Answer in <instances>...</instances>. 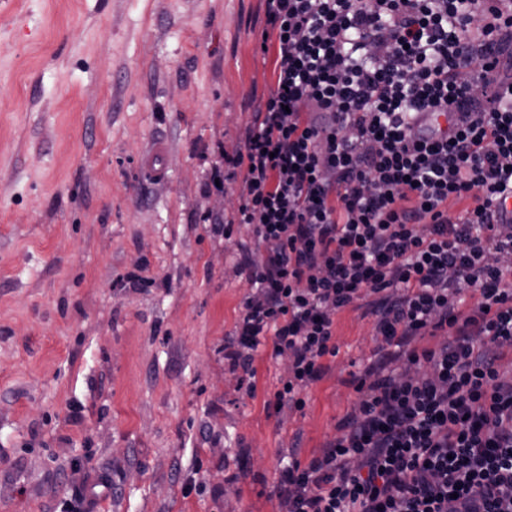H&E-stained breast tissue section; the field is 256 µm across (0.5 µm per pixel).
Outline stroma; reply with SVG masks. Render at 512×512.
Segmentation results:
<instances>
[{
    "label": "stroma",
    "instance_id": "stroma-1",
    "mask_svg": "<svg viewBox=\"0 0 512 512\" xmlns=\"http://www.w3.org/2000/svg\"><path fill=\"white\" fill-rule=\"evenodd\" d=\"M264 26L265 0L0 5V512H67L103 475L97 512H279L280 468L353 412L382 357L369 300L303 411L267 409L270 346L254 395L224 369L255 243L218 224L236 185H204L274 86ZM168 147L163 141H155L142 158L141 167L155 182L166 179Z\"/></svg>",
    "mask_w": 512,
    "mask_h": 512
}]
</instances>
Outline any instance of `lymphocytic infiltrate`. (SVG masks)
I'll return each instance as SVG.
<instances>
[{"instance_id":"f902f5d3","label":"lymphocytic infiltrate","mask_w":512,"mask_h":512,"mask_svg":"<svg viewBox=\"0 0 512 512\" xmlns=\"http://www.w3.org/2000/svg\"><path fill=\"white\" fill-rule=\"evenodd\" d=\"M258 49L274 87L213 173L240 181L232 219L264 250L224 367L253 378L270 339L272 407L303 410L366 293L404 349L280 470L281 512H512V0H266Z\"/></svg>"}]
</instances>
